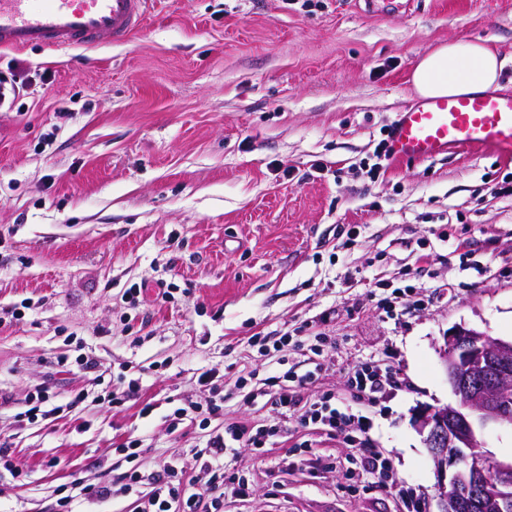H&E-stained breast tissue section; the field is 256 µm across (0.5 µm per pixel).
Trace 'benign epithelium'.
<instances>
[{
	"label": "benign epithelium",
	"instance_id": "obj_1",
	"mask_svg": "<svg viewBox=\"0 0 512 512\" xmlns=\"http://www.w3.org/2000/svg\"><path fill=\"white\" fill-rule=\"evenodd\" d=\"M438 354L456 404L418 417L437 474L438 512H512V461L487 454L478 435L488 423L512 428V341L459 325Z\"/></svg>",
	"mask_w": 512,
	"mask_h": 512
}]
</instances>
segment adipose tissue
<instances>
[{"label": "adipose tissue", "mask_w": 512, "mask_h": 512, "mask_svg": "<svg viewBox=\"0 0 512 512\" xmlns=\"http://www.w3.org/2000/svg\"><path fill=\"white\" fill-rule=\"evenodd\" d=\"M502 63L495 50L480 42H448L422 56L411 83L424 98L469 96L498 89Z\"/></svg>", "instance_id": "adipose-tissue-1"}]
</instances>
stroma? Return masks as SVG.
Listing matches in <instances>:
<instances>
[{"mask_svg":"<svg viewBox=\"0 0 512 512\" xmlns=\"http://www.w3.org/2000/svg\"><path fill=\"white\" fill-rule=\"evenodd\" d=\"M451 40L495 48L512 94V0L404 13L386 0H152L125 45L0 52V75L26 85L0 104V441L25 472L0 480V512H56L74 482L112 486L79 512H139L171 455L184 483L205 481L195 450L234 423L279 433L264 455L226 456L225 478L252 492L224 512H404L405 495L436 512L415 419L455 401L438 354L448 330L512 340V152L463 147L379 176L368 162L418 99L416 61ZM141 283L131 306L124 292ZM256 334L288 344L262 351ZM313 354L319 378L289 383L288 415L249 397L279 360L301 375ZM370 363L394 381L373 401L349 386ZM213 366L223 412L172 425L176 408L207 403L197 377ZM106 378L136 380L137 396L110 406ZM37 388L72 410L22 420ZM325 392L370 417L366 441L303 423ZM129 434L133 463L118 450ZM373 448L399 493L347 474ZM134 466L145 480L127 492Z\"/></svg>","mask_w":512,"mask_h":512,"instance_id":"obj_1","label":"stroma"}]
</instances>
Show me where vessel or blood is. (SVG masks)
Segmentation results:
<instances>
[{"label":"vessel or blood","instance_id":"b4317fda","mask_svg":"<svg viewBox=\"0 0 512 512\" xmlns=\"http://www.w3.org/2000/svg\"><path fill=\"white\" fill-rule=\"evenodd\" d=\"M149 0H0V51L89 49L126 44L141 28ZM512 150V95L419 100L397 112L392 157L416 163L461 147Z\"/></svg>","mask_w":512,"mask_h":512}]
</instances>
